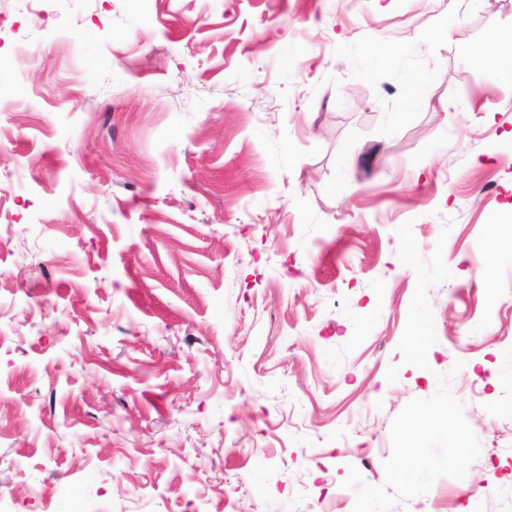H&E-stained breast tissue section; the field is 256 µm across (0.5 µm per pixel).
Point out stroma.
<instances>
[{
    "mask_svg": "<svg viewBox=\"0 0 512 512\" xmlns=\"http://www.w3.org/2000/svg\"><path fill=\"white\" fill-rule=\"evenodd\" d=\"M495 29L0 0V512H512ZM503 42L512 43V34L494 31L485 47L473 54V65L480 70H497L499 72L512 69V49H502Z\"/></svg>",
    "mask_w": 512,
    "mask_h": 512,
    "instance_id": "1",
    "label": "stroma"
}]
</instances>
